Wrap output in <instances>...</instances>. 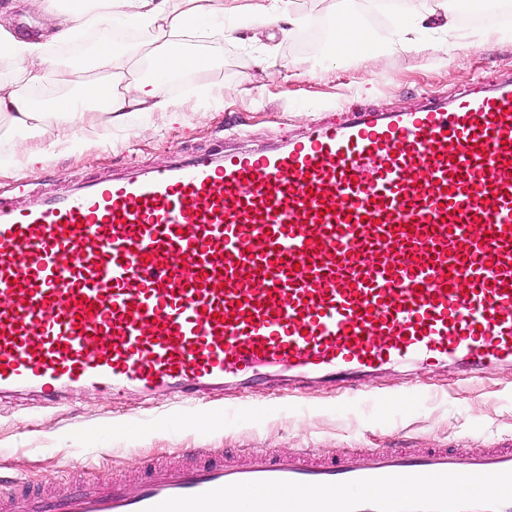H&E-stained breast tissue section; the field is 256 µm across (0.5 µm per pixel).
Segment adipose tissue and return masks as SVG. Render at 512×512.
Returning a JSON list of instances; mask_svg holds the SVG:
<instances>
[{
	"label": "adipose tissue",
	"mask_w": 512,
	"mask_h": 512,
	"mask_svg": "<svg viewBox=\"0 0 512 512\" xmlns=\"http://www.w3.org/2000/svg\"><path fill=\"white\" fill-rule=\"evenodd\" d=\"M26 2L53 15L55 24L43 39L24 40L15 37L0 13V50L12 63L9 81L0 82V120L19 134L9 160L14 167L23 161L30 165L46 161L51 152L52 146L30 149L26 133L49 126L55 131L52 145L65 144L80 129L124 128L133 114L169 112L173 102L167 92L168 78L183 73L197 59L186 49L189 39L223 33L227 21L239 11L236 0H78L70 8L61 7L59 0ZM101 23L146 33L145 53L125 51L114 41L104 40L95 60L75 54L60 61L57 47ZM335 41L341 53L372 60L374 45L357 0H337ZM143 57L154 71L148 79L136 74ZM93 68L103 72V79H88ZM50 78L61 86L79 83L80 95L62 93L50 97L47 104L36 103L35 93Z\"/></svg>",
	"instance_id": "ef3b65f1"
}]
</instances>
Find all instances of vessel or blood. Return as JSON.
I'll list each match as a JSON object with an SVG mask.
<instances>
[{
  "label": "vessel or blood",
  "instance_id": "vessel-or-blood-1",
  "mask_svg": "<svg viewBox=\"0 0 512 512\" xmlns=\"http://www.w3.org/2000/svg\"><path fill=\"white\" fill-rule=\"evenodd\" d=\"M356 391L389 365L512 372V78L412 112L349 113L264 151L211 153L22 210L0 198V395L196 400L262 367ZM512 471V447L186 448L0 512H145L229 484Z\"/></svg>",
  "mask_w": 512,
  "mask_h": 512
}]
</instances>
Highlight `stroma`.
Masks as SVG:
<instances>
[{"instance_id": "stroma-1", "label": "stroma", "mask_w": 512, "mask_h": 512, "mask_svg": "<svg viewBox=\"0 0 512 512\" xmlns=\"http://www.w3.org/2000/svg\"><path fill=\"white\" fill-rule=\"evenodd\" d=\"M416 0H361L359 10L380 52L372 64L337 55L332 36L303 41L304 32L334 14L307 16L292 37L254 16L234 19L225 38L191 43L193 52L222 55V68L180 75L169 85L171 113L131 117L128 128L85 131L80 147L59 145L45 162L17 175L0 171V196L29 204L16 191L30 183L62 195L112 171L148 169L204 153L219 142L258 150L329 119L364 109L397 112L429 99H453L512 75V11L448 35L429 31L406 51L389 49L397 21ZM448 39L453 55L433 46ZM512 437V375L495 371L457 383L449 367L367 380L362 391L286 393L260 380L252 395L230 391L197 403L174 397L120 396L74 390L60 404L0 400V491L25 478L80 482L116 476L136 481L143 461L175 463L186 448H450L487 446Z\"/></svg>"}]
</instances>
